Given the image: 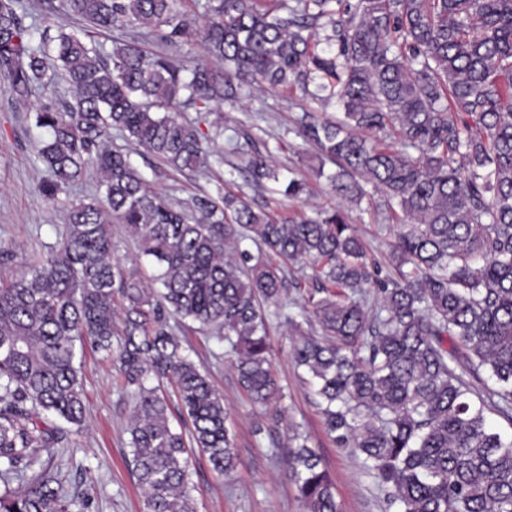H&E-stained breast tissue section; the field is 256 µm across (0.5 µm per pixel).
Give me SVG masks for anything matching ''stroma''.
<instances>
[{
  "mask_svg": "<svg viewBox=\"0 0 512 512\" xmlns=\"http://www.w3.org/2000/svg\"><path fill=\"white\" fill-rule=\"evenodd\" d=\"M311 100L281 88L265 86L248 90L239 103L223 105L220 112L208 115V122H222L224 134L219 146H227L234 134H249L274 145L275 165L293 175L309 178L307 156L314 146L295 134V120L303 110L313 108ZM42 138L35 128L29 108L15 106L7 80L0 78V244L19 248L24 256L54 243L66 222L69 200L95 193L98 179L88 171L66 193L60 194L56 207H49L38 193L37 184L47 172L37 158ZM133 165L151 187L170 198L187 203L192 197L214 191L219 180H229L230 191L247 200L265 205L273 214L313 213L334 205L335 199L324 182L311 183V195L291 201L280 195L257 193L246 173L237 172L238 155L225 154L223 164L208 173L179 174L156 159H147L141 151L131 153ZM350 221L371 258L387 263L394 229L380 208L364 204L352 209ZM113 256L126 270L149 277L155 269L143 257L137 241L120 224L112 227ZM272 360L278 382L284 388L282 417L272 420L269 411L253 406L242 394L236 375L223 356L224 349L206 339L204 332H185L181 340L191 357L201 362L224 397V405L235 424L237 469L228 476L217 475L206 455L199 450L190 454L191 480L198 512H301L294 485L275 456L276 446H287L290 426H301L311 436L335 481L340 512H385L383 499L372 478L363 470L359 458L350 449L337 447L324 432L317 408L300 385L289 355L291 332L282 320L272 319L269 327ZM87 419L81 435L68 447L57 449L54 459L70 482H79L84 471L94 481L86 486L87 505L83 512H143V494L129 464V435L126 431L130 406L119 386L113 364L86 353L83 373ZM263 434H255L256 424Z\"/></svg>",
  "mask_w": 512,
  "mask_h": 512,
  "instance_id": "obj_1",
  "label": "stroma"
}]
</instances>
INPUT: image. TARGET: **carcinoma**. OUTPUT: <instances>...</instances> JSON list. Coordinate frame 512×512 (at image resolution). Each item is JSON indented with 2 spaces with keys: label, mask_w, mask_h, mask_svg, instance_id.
<instances>
[{
  "label": "carcinoma",
  "mask_w": 512,
  "mask_h": 512,
  "mask_svg": "<svg viewBox=\"0 0 512 512\" xmlns=\"http://www.w3.org/2000/svg\"><path fill=\"white\" fill-rule=\"evenodd\" d=\"M61 4L81 27L28 23L29 0H0V77L46 134L40 193L54 207L88 167L99 175L37 259L0 246V512H74L82 492L50 462L83 430L87 348L132 401L144 512H197L189 449L220 476L239 459L224 397L176 332L210 330L247 400L278 416L273 316L297 332L291 356L325 433L362 459L387 512H512V435L488 419L512 426V0ZM93 30L117 34L111 51ZM192 42L202 56L181 54ZM61 82L70 97H57ZM254 84L338 107L303 113L297 129L336 206L275 218L221 183L184 208L113 145L209 171L224 151L183 113L209 115ZM242 156L256 187L310 194L269 149ZM368 185L396 229L386 275L349 221ZM114 223L154 259L151 281L114 261ZM294 266L312 270L318 334L282 314L301 291ZM483 371L497 384L485 395L471 382ZM173 405L189 433L172 426ZM283 461L303 512H340L297 427Z\"/></svg>",
  "instance_id": "1"
}]
</instances>
